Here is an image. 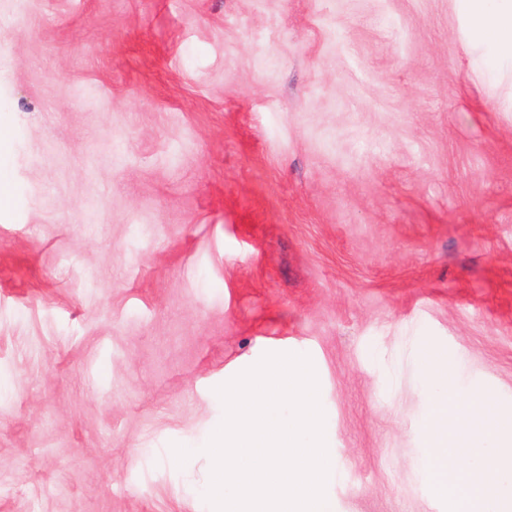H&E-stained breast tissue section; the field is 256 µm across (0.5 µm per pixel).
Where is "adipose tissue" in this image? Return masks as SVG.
Returning <instances> with one entry per match:
<instances>
[{"instance_id":"1","label":"adipose tissue","mask_w":512,"mask_h":512,"mask_svg":"<svg viewBox=\"0 0 512 512\" xmlns=\"http://www.w3.org/2000/svg\"><path fill=\"white\" fill-rule=\"evenodd\" d=\"M462 5L471 33L484 50L479 75L484 79L496 78L504 64L512 63V0H462ZM417 355L422 387L434 410L423 432L440 461L436 485L438 492L444 493L453 484L452 468L458 457L455 450L458 440H466L469 461L480 462V437L500 430L501 425L496 418L487 417L481 411L459 416L455 406L461 389L449 375L440 351L422 348Z\"/></svg>"}]
</instances>
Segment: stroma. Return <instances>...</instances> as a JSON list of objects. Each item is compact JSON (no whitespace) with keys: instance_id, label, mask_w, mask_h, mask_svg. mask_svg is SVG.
<instances>
[{"instance_id":"obj_1","label":"stroma","mask_w":512,"mask_h":512,"mask_svg":"<svg viewBox=\"0 0 512 512\" xmlns=\"http://www.w3.org/2000/svg\"><path fill=\"white\" fill-rule=\"evenodd\" d=\"M459 0H0V512H212L216 389L324 386L333 512L437 496L415 350L512 416V72Z\"/></svg>"}]
</instances>
